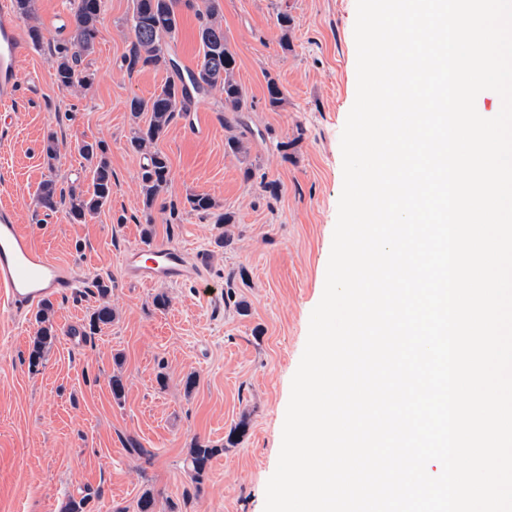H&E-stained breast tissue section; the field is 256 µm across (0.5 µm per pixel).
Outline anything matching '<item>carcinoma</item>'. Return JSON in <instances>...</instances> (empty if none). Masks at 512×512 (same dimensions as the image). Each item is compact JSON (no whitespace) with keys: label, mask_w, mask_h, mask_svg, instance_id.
<instances>
[{"label":"carcinoma","mask_w":512,"mask_h":512,"mask_svg":"<svg viewBox=\"0 0 512 512\" xmlns=\"http://www.w3.org/2000/svg\"><path fill=\"white\" fill-rule=\"evenodd\" d=\"M103 12V0H73L69 19V36L50 47V63L54 83L63 89L87 90L94 80V74L84 65V58L94 49ZM199 20L198 38L203 53L200 68L188 75L181 70L173 71L160 91L150 98L137 96L128 101V110L135 123L130 148L145 155L146 163L141 167L140 183L145 211L152 210L170 177L168 156L157 147L170 122L180 113L190 111L195 98L220 87L224 93V110L240 112L244 105V91L235 78L236 57L224 38V27L218 20L219 0H201L196 10ZM179 16L177 0H133L131 19L132 41L124 56L126 69L130 72L147 68H169L171 58L163 49L165 37H172L178 30ZM268 105L279 108L285 95L277 79L267 80ZM148 116L145 124H140L143 116ZM79 154L91 166V185L87 190L58 187L53 179L45 180L39 187L41 207L55 211L58 206L66 207L71 221L83 223L97 214L112 196V168L106 156V148L100 141H84L78 145ZM244 182L259 181L262 188L271 196L278 195V186L252 166L242 171ZM185 204L199 213H211L217 204L206 194H190ZM52 304L46 303L36 315L38 329L29 352V368L36 369L43 359L44 349L55 336L50 321ZM112 308L106 304L98 306L90 313L82 326V335L92 336L112 324ZM246 431V422L241 421L231 429L226 443L213 444L197 441L187 458V469L195 486L203 483L211 461L224 453L226 446L235 444L237 438Z\"/></svg>","instance_id":"obj_1"}]
</instances>
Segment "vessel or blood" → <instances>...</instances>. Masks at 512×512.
<instances>
[{"instance_id": "obj_1", "label": "vessel or blood", "mask_w": 512, "mask_h": 512, "mask_svg": "<svg viewBox=\"0 0 512 512\" xmlns=\"http://www.w3.org/2000/svg\"><path fill=\"white\" fill-rule=\"evenodd\" d=\"M24 43L10 13L0 0V108L7 110L21 92L20 62ZM128 280L146 286L196 278L183 250L176 246H142L123 257ZM85 281L70 265L58 262L38 248L19 224L15 210L0 206V313L15 318L46 300L69 297Z\"/></svg>"}]
</instances>
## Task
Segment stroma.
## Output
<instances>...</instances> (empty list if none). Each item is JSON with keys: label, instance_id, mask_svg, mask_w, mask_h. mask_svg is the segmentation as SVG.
<instances>
[{"label": "stroma", "instance_id": "1", "mask_svg": "<svg viewBox=\"0 0 512 512\" xmlns=\"http://www.w3.org/2000/svg\"><path fill=\"white\" fill-rule=\"evenodd\" d=\"M72 0H35L42 44L21 61L22 93L0 112V204L13 207L35 244L71 265L87 286L54 302L56 339L38 370L28 353L38 325L34 313L0 319V512H62L69 498L89 496L90 512H137L144 491L158 512H264L265 488L280 452L282 428L309 329L319 303L342 191L341 132L356 97V0H219L224 36L236 54V78L246 95L249 152H225L238 133L221 90L195 99L190 116L176 117L159 141L171 163L170 181L145 211L138 175L142 155L132 151L127 102L150 97L168 73H128L132 0H104L103 19L87 64L86 91L59 88L47 45L67 36L56 19ZM288 10V32L276 17ZM27 20H19L28 36ZM193 8L180 6L179 28L163 47L183 69L203 61ZM288 48H281V39ZM276 78L285 103L267 104V80ZM205 125L187 130L189 117ZM55 134L58 161L42 153ZM103 141L112 166V198L95 217L71 222L64 209L46 213L39 184H90L77 146ZM258 165L279 186L270 196L242 179ZM206 194L216 214L184 207L187 195ZM178 211H170V204ZM234 217L229 225L217 213ZM152 222L153 244L176 245L198 268L180 284L145 287L126 280L121 256L143 243ZM230 235L232 244L217 241ZM111 280L99 297L97 278ZM166 294L167 308L153 305ZM246 311H239L238 303ZM115 313L95 336L74 330L100 304ZM125 384L114 400L113 375ZM196 386L185 390L184 380ZM248 427L234 446L225 440L240 419ZM136 439L145 455L129 452ZM224 445L201 486L186 459L195 442Z\"/></svg>", "mask_w": 512, "mask_h": 512}]
</instances>
